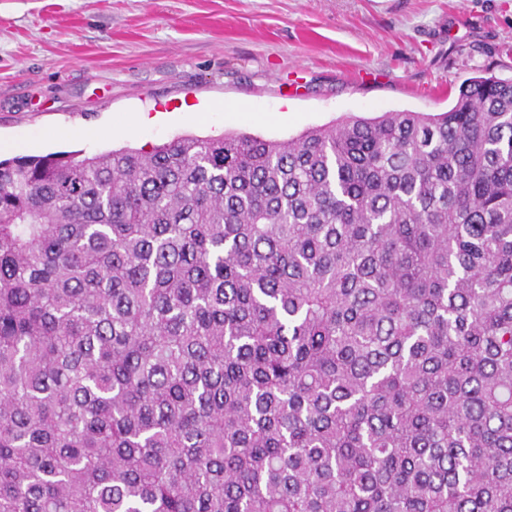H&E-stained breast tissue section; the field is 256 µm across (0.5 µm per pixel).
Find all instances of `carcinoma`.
<instances>
[{"mask_svg": "<svg viewBox=\"0 0 512 512\" xmlns=\"http://www.w3.org/2000/svg\"><path fill=\"white\" fill-rule=\"evenodd\" d=\"M0 512H512V81L0 160Z\"/></svg>", "mask_w": 512, "mask_h": 512, "instance_id": "carcinoma-1", "label": "carcinoma"}]
</instances>
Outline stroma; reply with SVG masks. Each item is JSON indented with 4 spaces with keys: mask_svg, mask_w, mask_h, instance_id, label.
Returning <instances> with one entry per match:
<instances>
[{
    "mask_svg": "<svg viewBox=\"0 0 512 512\" xmlns=\"http://www.w3.org/2000/svg\"><path fill=\"white\" fill-rule=\"evenodd\" d=\"M512 81V0H0V159L286 139Z\"/></svg>",
    "mask_w": 512,
    "mask_h": 512,
    "instance_id": "35a3bbf8",
    "label": "stroma"
}]
</instances>
